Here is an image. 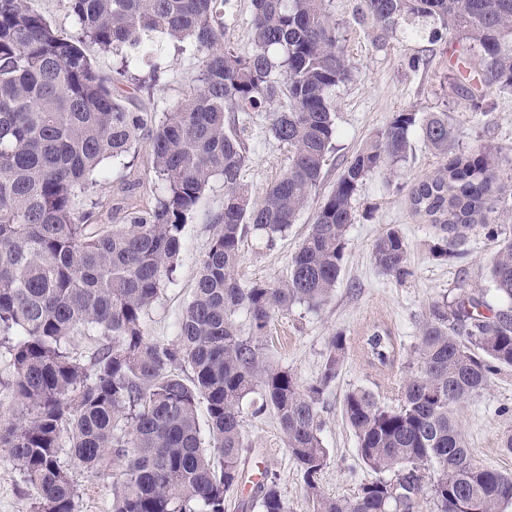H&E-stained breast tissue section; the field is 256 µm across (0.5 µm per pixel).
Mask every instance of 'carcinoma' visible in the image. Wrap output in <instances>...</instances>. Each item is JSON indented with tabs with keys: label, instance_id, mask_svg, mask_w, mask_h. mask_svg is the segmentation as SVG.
I'll return each mask as SVG.
<instances>
[{
	"label": "carcinoma",
	"instance_id": "obj_1",
	"mask_svg": "<svg viewBox=\"0 0 512 512\" xmlns=\"http://www.w3.org/2000/svg\"><path fill=\"white\" fill-rule=\"evenodd\" d=\"M332 2L252 0L253 50L242 57L225 42L231 0H68L74 38L58 34L31 0H0V348L9 356L0 389L20 408L0 414V448L33 491L30 512H78L74 466L112 478V512H224V493L242 477L244 400L252 394V414L276 416L313 512H417L424 492L436 512H505L512 504V477L477 460L458 414L512 368V234L493 217L504 188L492 152L459 150L448 113L420 126L444 164L410 185L409 201L436 229V259L463 256L476 227L486 229L497 244L488 278L499 304L462 282L452 301L431 305L412 366L393 388L395 406L363 387L345 394L357 457L376 479L350 496L320 487L328 448L319 405L347 355L346 336L329 338L323 367L305 386L264 360L274 315L297 305L317 310L335 291L352 198L367 175L406 160L416 125L415 114L399 112L357 150L285 280L238 282L244 238L271 243L296 222L338 135L331 91L351 69ZM354 17L377 44L425 19L433 22L430 41L451 33L464 48L480 47L481 88L456 87L474 112H487L489 92H512V0H358ZM158 34L195 43V86L165 112H131L113 86L144 88L132 69ZM88 42L120 58L112 76L85 52ZM255 114L288 148L286 171L259 201L241 181ZM144 135L163 194L145 208L88 199L102 163L127 157ZM216 176L224 210L192 298L175 340L153 341L148 310L172 282L184 225ZM408 251L389 228L373 259L403 279ZM89 331L96 349L72 352L71 340ZM362 348L372 366L394 360L386 330L366 336ZM259 489L261 512H289L274 479Z\"/></svg>",
	"mask_w": 512,
	"mask_h": 512
}]
</instances>
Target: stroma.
I'll use <instances>...</instances> for the list:
<instances>
[{
  "label": "stroma",
  "instance_id": "stroma-1",
  "mask_svg": "<svg viewBox=\"0 0 512 512\" xmlns=\"http://www.w3.org/2000/svg\"><path fill=\"white\" fill-rule=\"evenodd\" d=\"M356 3L357 0L333 2L352 67L349 79L331 93L341 135L328 156L318 187L295 224L271 245L255 234L245 239L236 270L241 284H275L285 279L288 264L313 223L321 200L334 188L357 149L382 130L395 113L412 112L420 120L432 112L447 113L458 148L466 151L483 144L498 149V174L502 183L512 185V93H489L484 101L488 116L472 112L455 90L451 71L455 64L454 42H430L427 27L420 25L415 32L399 34L383 47H376L368 27L353 16ZM195 52L193 43L177 47L158 39L153 49L145 53L141 70L146 73L160 68L167 79L151 91L134 93L133 109L163 112L184 98L194 85L196 72L188 60ZM414 56L422 59L415 69L409 65ZM410 143L408 159L395 174H373L360 184L352 200L354 222L347 233L343 269L332 297L316 311L296 307L275 315L263 338L265 357L289 369L303 384L320 373L330 336L341 332L351 339L352 347L320 406L322 438L329 450L321 489L331 497L352 494L375 477L358 460L355 437L342 418L346 391L362 386L373 391L381 402L392 404L389 385L407 373L419 326L431 304L455 295L464 281L487 286L488 267L496 250L478 230L471 235L463 258L442 261L432 257L429 248L435 230L411 211L408 187L436 174L442 161L424 142L420 128L412 129ZM287 156V149L266 133L263 124H256L242 174V182L253 198H261L266 187L283 174ZM128 181L136 184L131 201L137 206L150 204L159 193L148 141L136 145L132 168L109 159L103 162L95 176L94 196L111 202L121 184ZM223 208L224 183L217 178L184 227L173 281L148 312L144 329L150 339H175L181 313L212 238L214 219ZM391 226L398 228L409 246L410 274L403 280L381 272L372 256L376 239ZM377 326L390 331L395 345L394 365L383 372L368 365L359 347L363 337ZM460 419L469 446L480 461L512 475V453L500 446L502 435L512 433V370L498 375L483 396L461 409ZM244 435L246 449L240 461L244 478L227 499L228 512H258L254 480L265 472L276 475L290 512H311L275 416L269 412L246 416ZM29 493L7 451L0 448V512H28Z\"/></svg>",
  "mask_w": 512,
  "mask_h": 512
}]
</instances>
